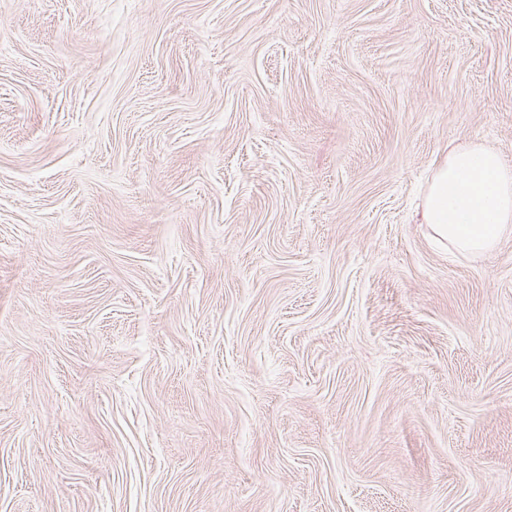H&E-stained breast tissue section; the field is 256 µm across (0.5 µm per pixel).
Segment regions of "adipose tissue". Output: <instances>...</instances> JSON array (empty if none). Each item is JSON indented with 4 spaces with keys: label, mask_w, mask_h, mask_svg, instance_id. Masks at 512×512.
Listing matches in <instances>:
<instances>
[{
    "label": "adipose tissue",
    "mask_w": 512,
    "mask_h": 512,
    "mask_svg": "<svg viewBox=\"0 0 512 512\" xmlns=\"http://www.w3.org/2000/svg\"><path fill=\"white\" fill-rule=\"evenodd\" d=\"M419 220L459 253L493 249L512 230V169L483 144L452 150L425 187Z\"/></svg>",
    "instance_id": "adipose-tissue-1"
}]
</instances>
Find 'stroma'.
I'll return each mask as SVG.
<instances>
[{"label": "stroma", "instance_id": "stroma-1", "mask_svg": "<svg viewBox=\"0 0 512 512\" xmlns=\"http://www.w3.org/2000/svg\"><path fill=\"white\" fill-rule=\"evenodd\" d=\"M512 0H0V512H512ZM419 220L459 253L493 249L512 232V170L483 144L448 152L425 187Z\"/></svg>", "mask_w": 512, "mask_h": 512}]
</instances>
